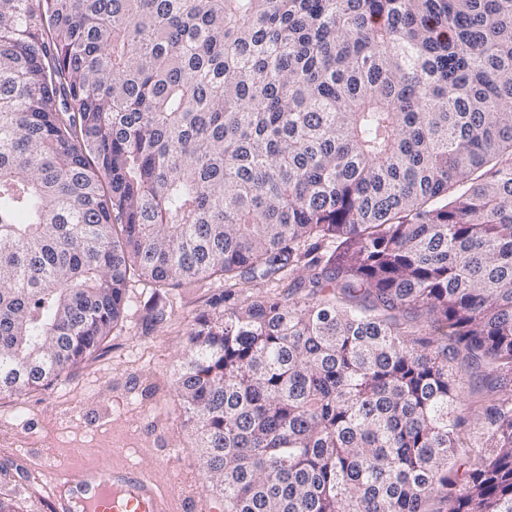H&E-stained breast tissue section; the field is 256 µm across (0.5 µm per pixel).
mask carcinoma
<instances>
[{
    "label": "carcinoma",
    "instance_id": "obj_1",
    "mask_svg": "<svg viewBox=\"0 0 512 512\" xmlns=\"http://www.w3.org/2000/svg\"><path fill=\"white\" fill-rule=\"evenodd\" d=\"M136 278L224 512H512V0H0V395Z\"/></svg>",
    "mask_w": 512,
    "mask_h": 512
}]
</instances>
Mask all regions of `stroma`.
<instances>
[{
  "instance_id": "35a3bbf8",
  "label": "stroma",
  "mask_w": 512,
  "mask_h": 512,
  "mask_svg": "<svg viewBox=\"0 0 512 512\" xmlns=\"http://www.w3.org/2000/svg\"><path fill=\"white\" fill-rule=\"evenodd\" d=\"M165 309L164 323L148 318ZM224 309V290L155 289L131 282L127 310L100 355L55 387L0 396V492L19 512H54L45 464L65 468L110 457L155 472L176 507L204 497L209 512H224L218 494L200 482V459L171 392V374L186 337L202 317Z\"/></svg>"
}]
</instances>
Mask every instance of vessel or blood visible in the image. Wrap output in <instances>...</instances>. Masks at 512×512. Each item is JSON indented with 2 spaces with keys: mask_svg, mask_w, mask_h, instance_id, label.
Listing matches in <instances>:
<instances>
[{
  "mask_svg": "<svg viewBox=\"0 0 512 512\" xmlns=\"http://www.w3.org/2000/svg\"><path fill=\"white\" fill-rule=\"evenodd\" d=\"M56 512H173L150 471L103 460L92 467L46 468Z\"/></svg>",
  "mask_w": 512,
  "mask_h": 512,
  "instance_id": "vessel-or-blood-1",
  "label": "vessel or blood"
}]
</instances>
